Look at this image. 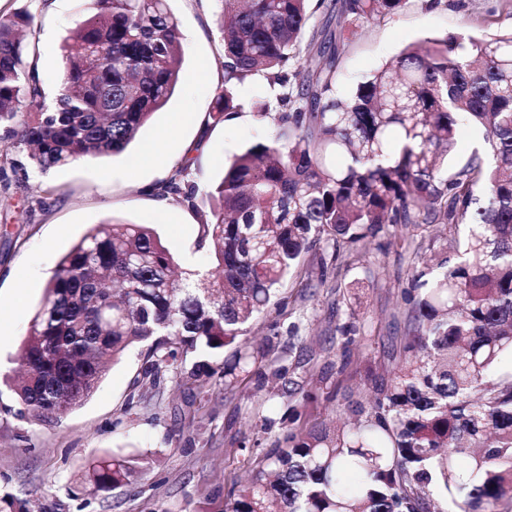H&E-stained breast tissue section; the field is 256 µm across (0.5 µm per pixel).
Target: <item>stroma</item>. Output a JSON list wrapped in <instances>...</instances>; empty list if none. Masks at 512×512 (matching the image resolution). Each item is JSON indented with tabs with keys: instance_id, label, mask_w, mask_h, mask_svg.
Wrapping results in <instances>:
<instances>
[{
	"instance_id": "35a3bbf8",
	"label": "stroma",
	"mask_w": 512,
	"mask_h": 512,
	"mask_svg": "<svg viewBox=\"0 0 512 512\" xmlns=\"http://www.w3.org/2000/svg\"><path fill=\"white\" fill-rule=\"evenodd\" d=\"M457 7H411L366 27L341 63L339 91L428 36H481L512 28L502 0H457ZM184 35L183 77L169 101L140 128L125 151L41 174L26 145L0 131V377L19 371L18 352L46 283L58 262L87 231L114 218L153 228L187 270H214L211 253L197 248L200 219L187 206L154 194L185 158L195 160L198 184L219 179L225 165L250 144L273 137L275 125L253 113L273 89L256 75L239 88L237 118L210 126L224 84L221 37L214 0H168ZM91 0H0V16L36 14L39 81L54 94L65 68L62 46L87 17ZM155 161L143 164L144 146ZM464 227L384 225L365 249L323 246L309 253L301 275L280 292L282 312L260 314L247 326L248 345L265 364L234 391L207 381L198 393L166 383H139L140 350L110 365L97 391L57 419L24 421L20 405L0 387V496L13 495L58 512H225L256 467L258 452L288 430L337 422L345 397L360 400L374 378L387 376L389 352L407 334L400 293L424 261L445 252ZM314 394L313 402L280 395L273 370ZM138 397L129 407L130 397ZM152 451L131 480L93 491L82 464L125 447Z\"/></svg>"
}]
</instances>
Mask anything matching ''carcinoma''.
<instances>
[{
  "label": "carcinoma",
  "instance_id": "1",
  "mask_svg": "<svg viewBox=\"0 0 512 512\" xmlns=\"http://www.w3.org/2000/svg\"><path fill=\"white\" fill-rule=\"evenodd\" d=\"M224 89L218 123L243 109L238 87L262 73L277 88L257 105L279 127L237 155L214 184L191 180L195 159L153 188L200 211L198 247L219 278L174 276L154 229L114 219L59 261L20 349L11 386L21 419L60 417L98 387L109 361L141 344V374L190 387L206 377L233 391L258 352L245 325L285 306L280 285L321 243L358 245L385 224H461L466 232L401 291L408 341L390 352L374 398L338 410L350 426L291 431L228 512H434L429 493L460 512H512V29L427 37L337 94L358 30L411 0H340L336 29L302 45L311 0H216ZM38 24L0 19V128L32 149L43 173L123 152L181 80L183 35L166 0H94L63 46L65 74L47 96L36 73ZM31 109L28 116L20 106ZM485 147L450 171L459 128ZM229 364L215 363L224 349ZM139 455L82 466L95 489L130 481Z\"/></svg>",
  "mask_w": 512,
  "mask_h": 512
}]
</instances>
